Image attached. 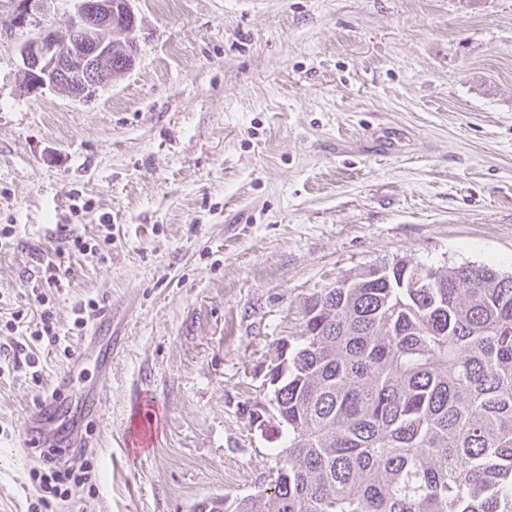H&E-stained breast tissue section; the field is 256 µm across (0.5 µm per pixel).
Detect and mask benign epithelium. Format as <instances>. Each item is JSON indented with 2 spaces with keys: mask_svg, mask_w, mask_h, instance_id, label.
Instances as JSON below:
<instances>
[{
  "mask_svg": "<svg viewBox=\"0 0 512 512\" xmlns=\"http://www.w3.org/2000/svg\"><path fill=\"white\" fill-rule=\"evenodd\" d=\"M9 29L35 27V36L20 47L27 90L59 88L74 97L91 96L112 80V55L124 53L133 65L136 20L130 0H78L73 21L63 27L38 20L42 0H10ZM253 427L267 429L276 419L266 405L246 411Z\"/></svg>",
  "mask_w": 512,
  "mask_h": 512,
  "instance_id": "obj_1",
  "label": "benign epithelium"
}]
</instances>
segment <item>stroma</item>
I'll return each mask as SVG.
<instances>
[{"label":"stroma","mask_w":512,"mask_h":512,"mask_svg":"<svg viewBox=\"0 0 512 512\" xmlns=\"http://www.w3.org/2000/svg\"><path fill=\"white\" fill-rule=\"evenodd\" d=\"M130 6L135 62L88 98L25 93L31 31H0V316H37L57 225L112 224L65 260L40 383L0 375V512L39 497L21 417L64 371L104 403L69 452L91 481L48 512H192L268 483L282 443L242 409L307 297L398 261L512 273V0ZM90 299L120 340L105 377L73 329Z\"/></svg>","instance_id":"stroma-1"}]
</instances>
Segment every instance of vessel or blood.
<instances>
[{
  "mask_svg": "<svg viewBox=\"0 0 512 512\" xmlns=\"http://www.w3.org/2000/svg\"><path fill=\"white\" fill-rule=\"evenodd\" d=\"M71 388V373L61 374L55 381L54 397L43 401L35 411L23 414L22 428L34 447H72L96 417L101 404L99 394L87 392L75 397Z\"/></svg>",
  "mask_w": 512,
  "mask_h": 512,
  "instance_id": "b4317fda",
  "label": "vessel or blood"
}]
</instances>
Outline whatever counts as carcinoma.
<instances>
[{"label": "carcinoma", "instance_id": "obj_1", "mask_svg": "<svg viewBox=\"0 0 512 512\" xmlns=\"http://www.w3.org/2000/svg\"><path fill=\"white\" fill-rule=\"evenodd\" d=\"M413 268L306 300L273 386L287 445L224 512H512V274Z\"/></svg>", "mask_w": 512, "mask_h": 512}]
</instances>
